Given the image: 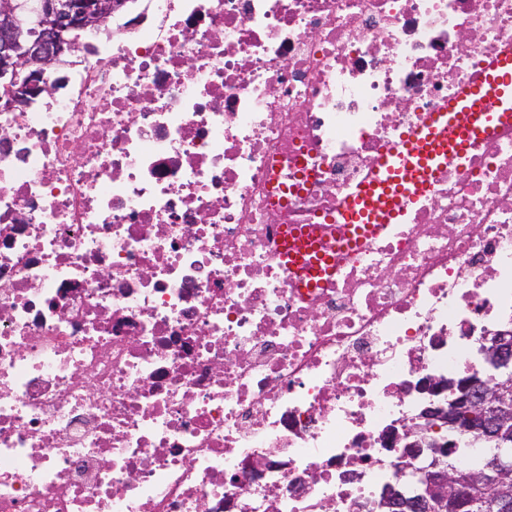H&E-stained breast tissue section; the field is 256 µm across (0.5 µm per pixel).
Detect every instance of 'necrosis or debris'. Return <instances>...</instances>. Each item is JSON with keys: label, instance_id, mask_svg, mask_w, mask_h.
Returning <instances> with one entry per match:
<instances>
[{"label": "necrosis or debris", "instance_id": "necrosis-or-debris-1", "mask_svg": "<svg viewBox=\"0 0 512 512\" xmlns=\"http://www.w3.org/2000/svg\"><path fill=\"white\" fill-rule=\"evenodd\" d=\"M0 111V512H381L426 374L512 328V126L357 247L512 0H125ZM289 224L315 227L299 287Z\"/></svg>", "mask_w": 512, "mask_h": 512}]
</instances>
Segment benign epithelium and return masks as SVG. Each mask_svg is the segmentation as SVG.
Here are the masks:
<instances>
[{
	"mask_svg": "<svg viewBox=\"0 0 512 512\" xmlns=\"http://www.w3.org/2000/svg\"><path fill=\"white\" fill-rule=\"evenodd\" d=\"M118 0H37V29L24 33L20 0H0V105L21 109L48 89L46 65L76 49L70 30L106 25ZM483 375H428L417 388L448 398L422 406L409 423L393 425L382 435L385 447L403 449L407 463L395 482L381 492L386 512H468L490 494L509 508L512 484V332L500 330L479 350ZM489 442L496 481L472 472L457 453Z\"/></svg>",
	"mask_w": 512,
	"mask_h": 512,
	"instance_id": "benign-epithelium-1",
	"label": "benign epithelium"
}]
</instances>
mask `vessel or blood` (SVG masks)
I'll use <instances>...</instances> for the list:
<instances>
[{"label": "vessel or blood", "mask_w": 512, "mask_h": 512, "mask_svg": "<svg viewBox=\"0 0 512 512\" xmlns=\"http://www.w3.org/2000/svg\"><path fill=\"white\" fill-rule=\"evenodd\" d=\"M512 122V57H499L490 73L450 108L428 113L421 128L380 157L368 180L345 203L341 219L356 227L359 237L390 224L402 200L427 195L433 178L452 156L464 153L475 140ZM311 230L291 226L284 234L289 265L301 263Z\"/></svg>", "instance_id": "1"}]
</instances>
